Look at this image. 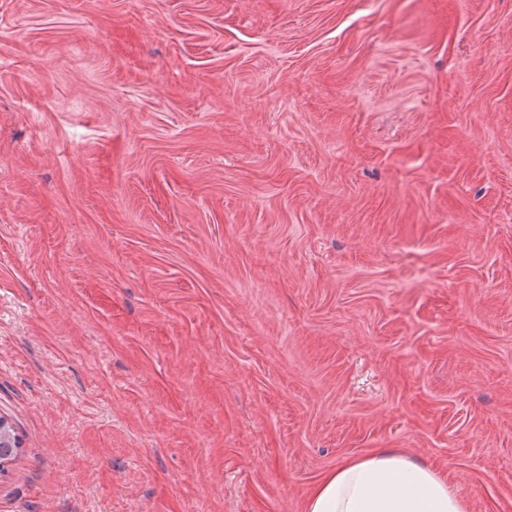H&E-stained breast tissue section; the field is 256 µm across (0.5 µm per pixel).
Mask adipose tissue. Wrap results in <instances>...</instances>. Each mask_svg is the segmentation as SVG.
<instances>
[{
    "mask_svg": "<svg viewBox=\"0 0 512 512\" xmlns=\"http://www.w3.org/2000/svg\"><path fill=\"white\" fill-rule=\"evenodd\" d=\"M305 512H469L446 472L394 448L341 461L317 481Z\"/></svg>",
    "mask_w": 512,
    "mask_h": 512,
    "instance_id": "obj_1",
    "label": "adipose tissue"
}]
</instances>
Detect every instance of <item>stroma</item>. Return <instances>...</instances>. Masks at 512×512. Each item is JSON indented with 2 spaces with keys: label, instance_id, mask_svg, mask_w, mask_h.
<instances>
[{
  "label": "stroma",
  "instance_id": "obj_1",
  "mask_svg": "<svg viewBox=\"0 0 512 512\" xmlns=\"http://www.w3.org/2000/svg\"><path fill=\"white\" fill-rule=\"evenodd\" d=\"M0 416V512H512V0H0ZM305 512H469L448 474L394 448L341 461L317 481Z\"/></svg>",
  "mask_w": 512,
  "mask_h": 512
}]
</instances>
